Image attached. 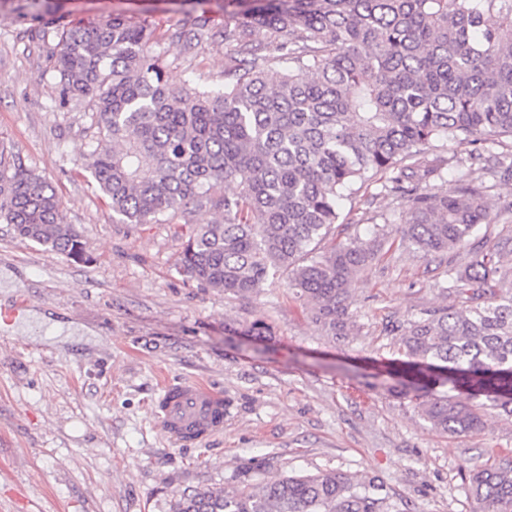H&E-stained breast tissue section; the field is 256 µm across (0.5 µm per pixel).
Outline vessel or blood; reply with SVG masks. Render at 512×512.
Here are the masks:
<instances>
[{
	"mask_svg": "<svg viewBox=\"0 0 512 512\" xmlns=\"http://www.w3.org/2000/svg\"><path fill=\"white\" fill-rule=\"evenodd\" d=\"M161 432L180 444H195L224 430V394L199 382L165 388L155 404Z\"/></svg>",
	"mask_w": 512,
	"mask_h": 512,
	"instance_id": "b4317fda",
	"label": "vessel or blood"
}]
</instances>
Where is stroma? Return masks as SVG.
Listing matches in <instances>:
<instances>
[{
	"mask_svg": "<svg viewBox=\"0 0 512 512\" xmlns=\"http://www.w3.org/2000/svg\"><path fill=\"white\" fill-rule=\"evenodd\" d=\"M0 0V150L55 189L66 223L92 261L77 263L21 241L0 223V512H172L194 489L231 492L288 474L336 471L373 480L402 512H474L468 475L512 454V418L485 413L482 431L435 430L392 391L381 365L397 358L398 326L421 310L450 305L448 272L471 248L430 257L397 244L403 203L342 201L336 240L394 237L350 288L354 325L326 336L288 289L268 280L245 297L180 275L183 242L221 220L209 206L166 224L113 222L89 174L74 162L94 131L87 105L60 110L54 49L36 35L55 22L110 13L146 14L160 30L207 14L223 28L233 0ZM167 75L218 81L226 50L171 45ZM66 327L91 331L39 339L7 332L15 303ZM256 322L261 339L247 336ZM198 380L224 393V431L178 445L153 411L165 386Z\"/></svg>",
	"mask_w": 512,
	"mask_h": 512,
	"instance_id": "obj_1",
	"label": "stroma"
}]
</instances>
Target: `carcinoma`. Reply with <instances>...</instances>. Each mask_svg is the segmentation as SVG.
<instances>
[{
    "mask_svg": "<svg viewBox=\"0 0 512 512\" xmlns=\"http://www.w3.org/2000/svg\"><path fill=\"white\" fill-rule=\"evenodd\" d=\"M209 22L201 14L159 36L146 18L110 14L42 31L56 41L58 106L91 103L97 136L76 166L112 221L160 224L203 205L223 211L182 244L179 274L239 296L285 275L326 334L346 336L351 283L386 233L314 255L342 200L383 182L407 202L401 242L427 256L467 246L491 223L487 186L470 173L460 174L454 197L425 184L450 167L433 143L512 137V0H241L220 32L230 49L223 84L170 87L165 41L194 50L215 37ZM276 65L271 86L266 72ZM226 183L238 191L215 194ZM0 222L91 262L54 188L2 150ZM449 279L458 303L400 326L401 358L387 372L433 428L460 436L484 429L488 408L512 417V268L490 254ZM467 488L478 512H512V456L473 472ZM175 512L399 510L369 482L319 472L231 493L194 490Z\"/></svg>",
    "mask_w": 512,
    "mask_h": 512,
    "instance_id": "obj_1",
    "label": "carcinoma"
}]
</instances>
